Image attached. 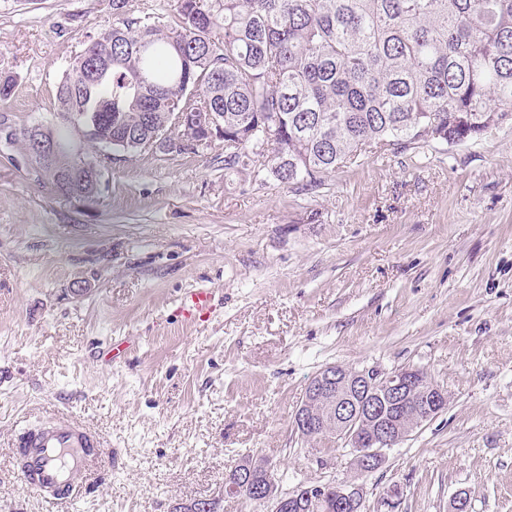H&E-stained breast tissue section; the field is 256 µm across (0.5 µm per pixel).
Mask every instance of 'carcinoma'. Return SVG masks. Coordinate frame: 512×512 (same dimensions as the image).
Wrapping results in <instances>:
<instances>
[{
	"label": "carcinoma",
	"instance_id": "obj_1",
	"mask_svg": "<svg viewBox=\"0 0 512 512\" xmlns=\"http://www.w3.org/2000/svg\"><path fill=\"white\" fill-rule=\"evenodd\" d=\"M56 83L63 126L21 127L66 145L90 113L87 156L125 153L168 112H217L224 171H269L306 189L358 159L464 143L512 120V0H174L168 24L126 15ZM112 52L92 81L89 47Z\"/></svg>",
	"mask_w": 512,
	"mask_h": 512
}]
</instances>
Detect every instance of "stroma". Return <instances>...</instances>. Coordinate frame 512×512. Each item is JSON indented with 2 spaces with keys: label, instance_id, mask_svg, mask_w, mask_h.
<instances>
[{
  "label": "stroma",
  "instance_id": "obj_1",
  "mask_svg": "<svg viewBox=\"0 0 512 512\" xmlns=\"http://www.w3.org/2000/svg\"><path fill=\"white\" fill-rule=\"evenodd\" d=\"M112 0H0V512H50L11 443L49 413L105 441L61 512H265L224 494L245 458L281 489L354 482L363 512H512V121L463 144L365 156L295 189L224 171V141L112 164L97 203L58 196L16 133ZM211 289L199 324L181 298ZM123 351L106 355L113 343ZM422 370L448 407L358 474L296 431L323 367Z\"/></svg>",
  "mask_w": 512,
  "mask_h": 512
}]
</instances>
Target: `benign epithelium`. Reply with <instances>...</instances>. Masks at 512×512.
I'll return each mask as SVG.
<instances>
[{
  "mask_svg": "<svg viewBox=\"0 0 512 512\" xmlns=\"http://www.w3.org/2000/svg\"><path fill=\"white\" fill-rule=\"evenodd\" d=\"M74 126L73 140L64 151L71 164L83 171L93 181L118 160L119 156L108 152L93 161L84 156L83 144L91 135L88 121L81 115L70 118ZM212 126L205 121L187 123L180 132L184 145L201 146L214 136ZM34 145L43 164L54 163L64 153L59 144L40 136L34 137ZM447 407V396L438 386L425 382L416 369H400L381 374L373 371L347 370L338 365L328 366L308 382L301 404L295 416V426L300 433L322 430L326 418L336 421V438L343 441L353 456L357 469L371 472L380 467L385 450L404 441L416 429L434 419ZM413 410V423L400 424V414ZM265 482L253 483L251 471L246 465L238 468V480L227 486V491L243 499L266 503L270 512H286L288 494L279 489L272 477V469L263 465ZM305 496L317 495L321 503L336 501L356 502L363 505V488L355 483L328 484L318 488L306 487Z\"/></svg>",
  "mask_w": 512,
  "mask_h": 512,
  "instance_id": "7a95c632",
  "label": "benign epithelium"
}]
</instances>
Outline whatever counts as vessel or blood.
<instances>
[{"label": "vessel or blood", "instance_id": "vessel-or-blood-1", "mask_svg": "<svg viewBox=\"0 0 512 512\" xmlns=\"http://www.w3.org/2000/svg\"><path fill=\"white\" fill-rule=\"evenodd\" d=\"M214 294L200 288L180 302V316L189 322L211 316ZM102 442L76 417L63 414L34 429L22 431L13 452L22 456L20 479L45 502L57 505L71 499L77 480L91 475L100 458Z\"/></svg>", "mask_w": 512, "mask_h": 512}]
</instances>
